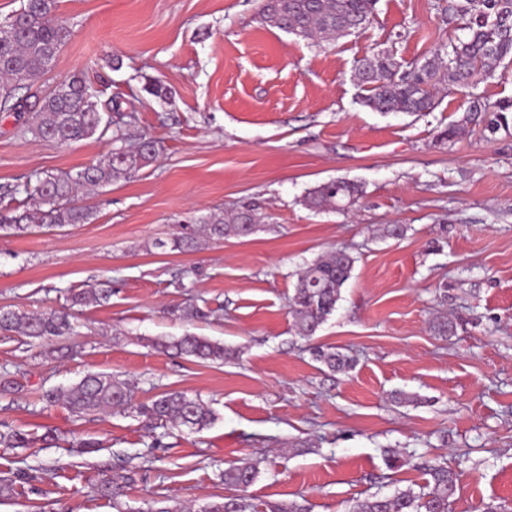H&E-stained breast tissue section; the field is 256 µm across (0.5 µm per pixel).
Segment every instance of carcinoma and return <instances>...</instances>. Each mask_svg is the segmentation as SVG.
<instances>
[{"label": "carcinoma", "mask_w": 512, "mask_h": 512, "mask_svg": "<svg viewBox=\"0 0 512 512\" xmlns=\"http://www.w3.org/2000/svg\"><path fill=\"white\" fill-rule=\"evenodd\" d=\"M376 0H265L262 18L268 25L306 40L329 41L366 29ZM55 0H23L21 11L0 20V111L14 112L23 119L24 132L51 146L70 145L80 140L107 138L116 144L111 151L75 174L42 172L35 183L0 187V199L24 192L34 200L30 207L0 212V231L21 232L35 228L87 224L93 217L90 207L78 204L86 191L128 179L157 160L158 141L142 135L129 141L125 129L112 121L110 112L120 111V103L110 100L101 105L92 82L73 76L58 83L45 94L33 111H28V90L53 65L70 35L63 21L52 19ZM448 22L461 20L462 35L441 48L448 57L426 59L408 73H399L401 64L390 53H372L361 59L353 71V81L368 91L363 103L374 112L428 114L436 108L435 92L429 79L439 75L448 84L473 88L490 77L502 61L512 55V0H449L444 9ZM488 111L480 98L470 102L466 114L441 132L451 141L464 135L478 115ZM512 124V103L501 104L494 111L488 127L495 130ZM360 186L346 179H332L309 190L303 204L312 210L352 207L361 197ZM263 216L257 209L213 210L199 217L177 221L170 243L171 250L190 252L202 240L219 241L226 237H247L255 233ZM356 257L344 249L331 250L307 265L298 275L289 300L293 327L300 336L310 338L335 310L342 288L350 279ZM112 297V283L101 282L91 288H70L68 306L61 310L24 312L0 308V331L16 333L29 343L51 337L66 338L76 333L70 309L98 307ZM185 320H206L211 310L188 305L170 311ZM161 349L198 362H222L230 350L205 336L187 333L159 342ZM315 359L332 371L345 372L352 359L333 347L313 351ZM133 384L110 373L89 371L77 383L50 389L42 394L48 405L64 404L76 417L96 411H110L132 405ZM138 416L151 428L184 426L199 433L209 428L217 413L211 405L182 392H167L148 403L136 406ZM54 439L52 433L41 438L9 426L0 428L1 448H29L37 441ZM260 460L242 459L230 465L219 478L224 484L248 487L259 474ZM421 467L431 476L425 487L397 489L386 496L355 499L348 512H448L461 474L438 462L425 461ZM134 483L133 474L116 473L102 480L97 494L112 501L117 512H184L181 504L160 499L147 510L122 507L120 498ZM201 512H308L306 505L265 502L253 505L243 498L224 497L211 501Z\"/></svg>", "instance_id": "1"}]
</instances>
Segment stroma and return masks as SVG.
<instances>
[{"label":"stroma","instance_id":"stroma-1","mask_svg":"<svg viewBox=\"0 0 512 512\" xmlns=\"http://www.w3.org/2000/svg\"><path fill=\"white\" fill-rule=\"evenodd\" d=\"M263 0H57L71 35L34 86L29 107L74 75L117 98V121L157 139V161L86 199L90 223L0 235V307L58 309L69 288L111 281L108 304L77 312L73 354L0 331V423L54 444L0 448V477L15 482L0 512H116L100 480L116 459L136 473L126 502L170 499L199 508L230 495L232 462L261 458L248 502L306 499L310 512H346L351 500L419 488L427 475L388 468L384 449L461 472L451 512H512V130L472 126L450 142L471 95L512 101V62L475 92L444 88L427 115L362 106L352 73L371 49L404 68L454 34L446 0H378L367 33L320 45L266 25ZM163 84L168 98L151 94ZM106 140L53 147L0 112V186L43 171L76 173L110 151ZM344 178L363 194L348 212L303 204L319 183ZM258 205L264 228L180 253L154 248L178 217ZM402 226L399 237L379 228ZM357 258L335 312L313 338L289 313L297 271L323 252ZM195 268L184 287L174 272ZM213 310L208 321L167 316ZM439 316L456 325L435 335ZM194 333L232 349L198 363L154 348ZM353 356L349 373L315 361L312 347ZM134 381L135 402L178 391L212 403L199 433L144 427L134 410L79 419L43 391L86 371ZM403 391L413 402L397 404ZM101 450L78 454L85 436ZM313 438L316 448L289 450Z\"/></svg>","mask_w":512,"mask_h":512}]
</instances>
